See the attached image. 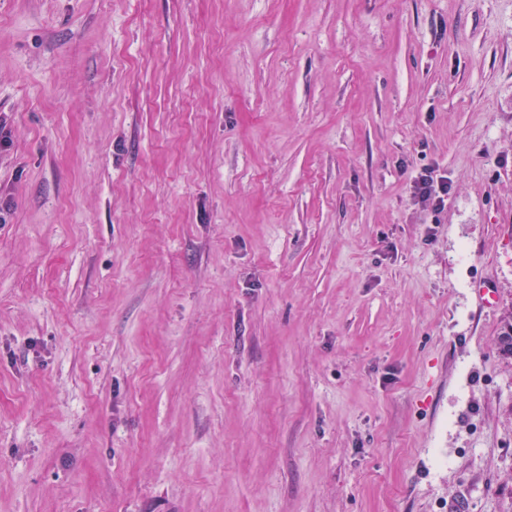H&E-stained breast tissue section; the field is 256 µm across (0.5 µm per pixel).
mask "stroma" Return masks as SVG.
<instances>
[{"mask_svg": "<svg viewBox=\"0 0 512 512\" xmlns=\"http://www.w3.org/2000/svg\"><path fill=\"white\" fill-rule=\"evenodd\" d=\"M0 127V512H512V0H0ZM434 170L425 169L413 181L411 193L423 208L438 210L444 205V197L448 195L447 178L434 175Z\"/></svg>", "mask_w": 512, "mask_h": 512, "instance_id": "35a3bbf8", "label": "stroma"}]
</instances>
